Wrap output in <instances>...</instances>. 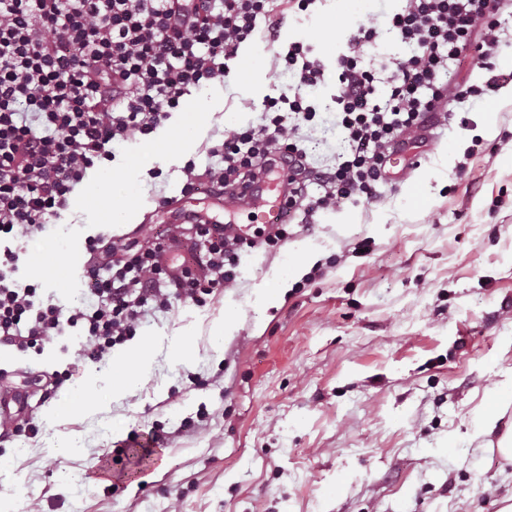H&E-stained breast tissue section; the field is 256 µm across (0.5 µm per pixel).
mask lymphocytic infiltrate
Segmentation results:
<instances>
[{"instance_id": "obj_1", "label": "lymphocytic infiltrate", "mask_w": 512, "mask_h": 512, "mask_svg": "<svg viewBox=\"0 0 512 512\" xmlns=\"http://www.w3.org/2000/svg\"><path fill=\"white\" fill-rule=\"evenodd\" d=\"M270 0H0V236L33 240L69 206L95 164L116 143L151 135L190 89L223 77L226 62L257 33ZM512 0H402L388 26L411 48L391 72L386 95L361 63L379 35L359 25L336 67V124L345 148L330 171L309 168L295 142L317 108L310 89L325 80L310 49L293 42L280 57L298 82L293 94L267 99L262 123L230 132L213 147L220 161L203 174L185 166V190L208 179L220 190L247 193L265 172H288V218L312 217L353 194L376 199L388 157L404 150L408 133L431 125L448 99L485 98L506 74L459 87L446 79L468 57H495L500 18ZM322 196L299 206L304 185ZM242 242L226 224H200L186 245L205 261L171 268L168 241L91 243L84 307L45 303L37 286L19 285L17 258L0 254V344L27 350L80 328V359L101 361L130 340L150 312L173 301L205 302L236 281Z\"/></svg>"}]
</instances>
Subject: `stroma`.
Wrapping results in <instances>:
<instances>
[{
    "label": "stroma",
    "instance_id": "stroma-1",
    "mask_svg": "<svg viewBox=\"0 0 512 512\" xmlns=\"http://www.w3.org/2000/svg\"><path fill=\"white\" fill-rule=\"evenodd\" d=\"M398 6L365 0L348 17L340 0H315L305 12L275 0L279 38L255 36L229 60L228 76L184 96L216 114L192 148L146 166L145 142L115 148L42 240L0 238V253L17 258L15 279L38 284L43 300L81 307L88 240L189 234L160 209L162 198L222 216L208 183L184 192L183 168L214 166L209 150L223 139L225 113L238 127L260 123L266 99L295 86L278 61L294 41L325 69L318 114L298 137L311 167H334L345 146L336 57L360 23L376 19L383 31L363 63L387 80L382 63L410 53L384 28ZM253 54L268 64L260 94L239 80ZM412 155L416 168L391 167L379 201L355 195L315 223L290 225L278 249L242 251L233 287L149 314L136 336L152 345V374L118 399L69 407L89 377L112 388L111 359L78 360V330L39 350L0 347V370L30 404L29 427L0 433V512H500L512 497V462L495 446L512 428V401L493 434L477 436L476 422L489 389L512 379V82L447 104ZM116 174L131 179L132 194L113 195ZM91 187L134 208V223L106 224L80 208ZM302 243L320 275L286 288L282 303L260 305L258 292L277 285L273 267L296 262ZM55 257L58 276H40ZM222 314L234 328L217 349L208 327ZM183 340L193 347L186 358L173 351ZM62 372L68 380L48 385ZM133 439L150 456L114 461L113 449Z\"/></svg>",
    "mask_w": 512,
    "mask_h": 512
}]
</instances>
